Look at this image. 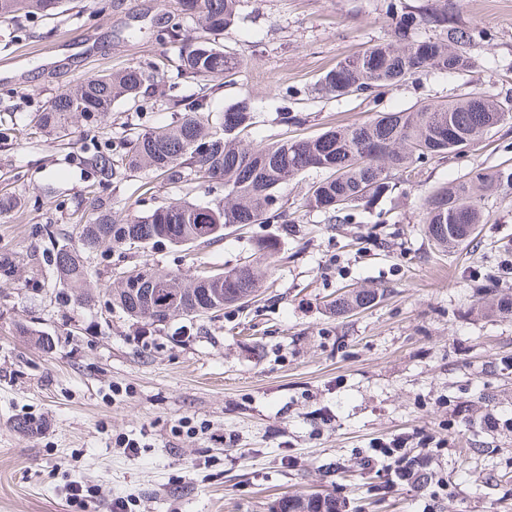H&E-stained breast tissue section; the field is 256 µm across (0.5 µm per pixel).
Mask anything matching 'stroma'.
<instances>
[{
	"instance_id": "stroma-1",
	"label": "stroma",
	"mask_w": 512,
	"mask_h": 512,
	"mask_svg": "<svg viewBox=\"0 0 512 512\" xmlns=\"http://www.w3.org/2000/svg\"><path fill=\"white\" fill-rule=\"evenodd\" d=\"M386 0H240L220 41L241 65L232 82L178 68L168 34L196 25L181 0H72L68 11L0 23V193L22 206L0 218V512H269L274 500L318 492L347 512H512V318L479 311L484 289L512 297V186L483 202L473 245L444 252L424 232L420 200L473 169H512V119L445 159L416 163L391 194L339 224L303 201L318 171L283 184L289 227L227 229L206 248L102 246L78 307L45 261L47 231L69 238V216L94 180L84 163L131 128L178 120L169 99L206 96L220 116L250 98L247 140L320 134L378 112L412 110L476 86L512 98V0H459L473 29L474 65L433 70L383 92L332 99L320 76L391 35ZM127 66L159 69L140 112L116 104L104 130L78 121L68 145L46 137L35 112L86 79ZM300 118L287 126L283 113ZM120 216L223 196L151 174L100 187ZM276 239L274 259L256 244ZM259 264V295L213 321L146 325L112 311L117 273L147 265L193 276L201 266ZM383 290L370 308L331 314L341 288ZM25 326L48 347L19 336ZM495 426H487L486 417ZM31 428L20 432L17 424ZM425 431L442 443L425 479L389 486L368 464L383 441ZM137 440L136 455L119 443ZM85 495L70 496L72 484Z\"/></svg>"
}]
</instances>
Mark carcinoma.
Here are the masks:
<instances>
[{
	"label": "carcinoma",
	"instance_id": "1",
	"mask_svg": "<svg viewBox=\"0 0 512 512\" xmlns=\"http://www.w3.org/2000/svg\"><path fill=\"white\" fill-rule=\"evenodd\" d=\"M66 0H0V20L34 14L51 15ZM240 0H185L186 10L202 31L218 36L233 26ZM396 15L393 34L344 59L319 80L318 91L331 99L387 89L418 72L431 69L460 74L471 67L464 46L468 28L455 17L453 0H430L422 7L388 5ZM422 25L446 31V39H413L409 31ZM169 42L180 45L182 72L191 79L230 77L237 57L208 38H191L179 29ZM152 75L137 67L92 77L51 98L34 117L47 135L65 140L73 120L98 127L107 122L118 102L142 97ZM180 119L171 125L126 134L119 149L102 150L90 158L98 184L119 175L141 172L167 180L224 182V198L206 203L174 202L144 215L120 219L109 198L92 196L86 219L75 221L77 242H59L48 233L46 257L55 281L69 290L77 305L93 300L87 289L94 253L104 244L145 249L162 244L205 247L224 239V230L250 224L288 223L287 201L279 187L315 169L325 177L314 183L304 207L329 218L353 210L364 200H377L393 189L395 174L412 172L422 158L444 159L457 147L452 131L475 144L493 129L492 119L504 120L509 109L479 88L446 102L428 101L411 111L381 112L360 123L330 127L313 137L282 138L271 143H245L252 125V105L244 98L212 119L203 98L173 101ZM512 185V171L468 173L436 187L423 199L425 233L439 248L450 251L474 242V228L483 223L481 199ZM259 282L252 264L231 269L200 270L192 278L151 267L136 269V277H118L109 290L112 307L153 325L176 316L210 320L232 305L238 295ZM379 297L374 289L347 290L331 302L345 316L366 309ZM482 313L512 316V298H492ZM298 512H345L346 504L332 495L311 493L291 497Z\"/></svg>",
	"mask_w": 512,
	"mask_h": 512
}]
</instances>
